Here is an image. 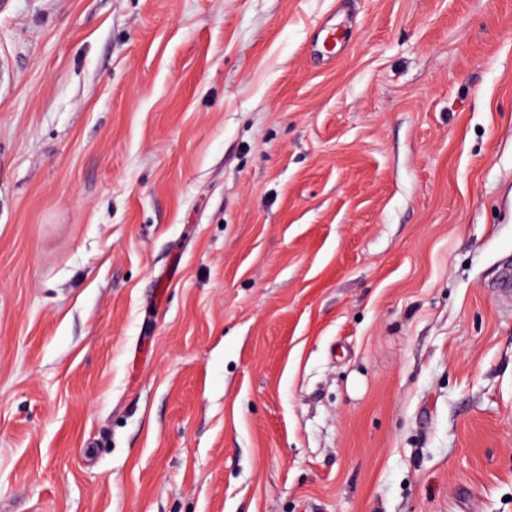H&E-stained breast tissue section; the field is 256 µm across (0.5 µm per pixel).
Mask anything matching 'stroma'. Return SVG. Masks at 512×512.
Returning <instances> with one entry per match:
<instances>
[{
  "instance_id": "stroma-1",
  "label": "stroma",
  "mask_w": 512,
  "mask_h": 512,
  "mask_svg": "<svg viewBox=\"0 0 512 512\" xmlns=\"http://www.w3.org/2000/svg\"><path fill=\"white\" fill-rule=\"evenodd\" d=\"M509 268L512 0H0V512H512ZM316 42L320 41L322 48V59H332L336 54V49L347 42V35L336 28L331 21L322 22L317 26Z\"/></svg>"
}]
</instances>
